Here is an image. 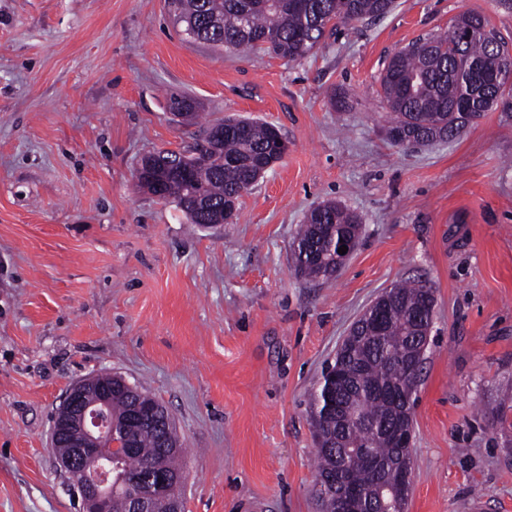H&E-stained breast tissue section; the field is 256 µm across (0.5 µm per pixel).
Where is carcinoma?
Segmentation results:
<instances>
[{
  "label": "carcinoma",
  "instance_id": "cac0c4a2",
  "mask_svg": "<svg viewBox=\"0 0 512 512\" xmlns=\"http://www.w3.org/2000/svg\"><path fill=\"white\" fill-rule=\"evenodd\" d=\"M171 5L196 39L226 50L260 48L290 62L311 54L327 27L363 22L391 13L395 0H172ZM509 43L489 20L477 13L459 15L444 32L430 34L397 50L384 67L381 86L393 115L388 137L399 135L419 146L458 137L464 127L458 112L464 100L479 121L512 96L498 80ZM227 118L211 125L203 143L187 152L145 158L139 186L176 204L192 224L232 220L239 198L254 187L259 171L279 160L282 135L273 125ZM200 158L203 166L181 168ZM356 215L336 202L312 208L295 239L296 271L312 280L333 278L332 243L359 238ZM385 326L377 335L356 325L325 368L311 394L310 413L317 444L318 477L343 462L350 480L365 487L394 486V463L410 449L395 447L390 429L407 418L402 404L383 395L406 379V362L415 350L432 288L419 283L393 287ZM111 412L116 436L127 441L120 466L112 470V512H128L129 496L158 504L171 489L158 475H182L184 449L177 433L165 444L159 403L146 393L131 394L113 376Z\"/></svg>",
  "mask_w": 512,
  "mask_h": 512
}]
</instances>
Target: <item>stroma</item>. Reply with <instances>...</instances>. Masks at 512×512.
Instances as JSON below:
<instances>
[{"mask_svg":"<svg viewBox=\"0 0 512 512\" xmlns=\"http://www.w3.org/2000/svg\"><path fill=\"white\" fill-rule=\"evenodd\" d=\"M465 11L512 43L498 0H396L298 62L195 41L168 0H0V512H78L53 417L104 371L168 410L186 512H320L309 394L403 279L435 296L405 512H512V112L398 146L380 86L395 51ZM233 115L288 151L232 223L139 187L144 157ZM326 201L361 230L322 283L296 274L293 241Z\"/></svg>","mask_w":512,"mask_h":512,"instance_id":"1","label":"stroma"}]
</instances>
